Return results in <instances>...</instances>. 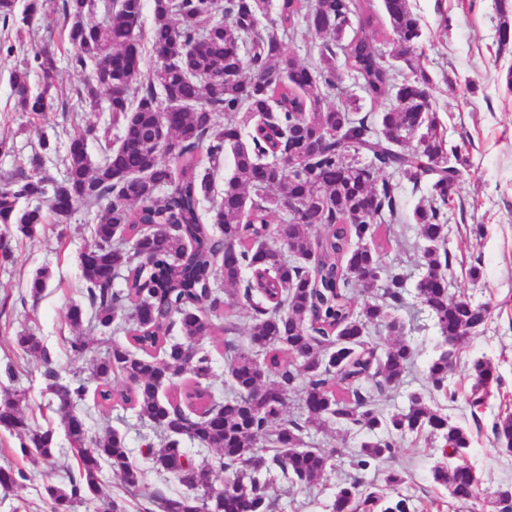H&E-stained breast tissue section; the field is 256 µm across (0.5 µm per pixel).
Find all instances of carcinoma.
I'll list each match as a JSON object with an SVG mask.
<instances>
[{
  "instance_id": "cac0c4a2",
  "label": "carcinoma",
  "mask_w": 512,
  "mask_h": 512,
  "mask_svg": "<svg viewBox=\"0 0 512 512\" xmlns=\"http://www.w3.org/2000/svg\"><path fill=\"white\" fill-rule=\"evenodd\" d=\"M365 0H277L275 17L261 16L268 0H152L149 44L159 64L143 71L144 0H106L105 19L87 20L92 0H62L60 11L70 53L68 62L88 77L75 90L81 106L96 110L112 87L113 122L122 135L94 162L85 140L96 127L68 144L66 182L42 175L45 151L0 187V223L15 224L31 237L44 217L47 199L54 222L65 224L80 207L103 206L93 228L95 244L81 255L88 303L69 306L66 318L79 326L90 317L127 342L112 339L93 364L96 404L135 411L147 456L190 492L156 496L162 512H238L242 497L256 512H269L266 489L275 471L297 483L310 482L331 467L336 449L303 447V434L333 422L357 438L355 465L364 469L392 456L408 434L437 439L442 458L430 469L434 483L461 502L479 498L478 479L465 457L472 435L451 421L427 396L457 398L448 365V342L467 337L484 323L488 306L448 293L442 268L449 266L446 209L460 182L464 158L448 144L429 94L431 78L416 55L421 29L408 0H384L395 45L386 59L362 34L344 40L356 15L371 26ZM16 0H0V21L31 27L37 0L16 16ZM303 20L323 38L318 59L305 66L285 54L283 38ZM45 90L34 93L27 73L12 78L15 107L32 116L54 109L47 94L56 73L49 51L33 49ZM404 62L411 76L391 82L390 60ZM361 81L377 117L360 111L348 97L339 105L324 100L340 92L338 67ZM224 116L227 122L218 123ZM426 132L415 137V129ZM309 141L321 143L309 152ZM231 152L234 173L224 179L220 201L209 219L200 213L213 188L214 172ZM208 165H203V161ZM401 174L417 186L428 182L430 198L414 211L423 244L416 284L439 336L426 366V385L408 397V407L385 415L375 394L401 382L416 348L395 315L403 303L407 275L382 264L375 242L378 222L398 210L399 188L378 176ZM288 190L293 212L279 247L265 242L270 217L281 210ZM315 219L321 235L310 232ZM381 279L376 302L355 311L352 290L362 275ZM222 278L224 287L215 286ZM251 313L247 336L240 333L238 309ZM223 318L217 325L214 319ZM393 342L377 353L370 329ZM219 330L227 336L224 354L230 383L214 399L203 380L212 355L200 339ZM23 352L46 355L38 337H14ZM265 352L258 364L253 351ZM473 383L466 401L484 407L498 381L486 357L470 363ZM118 374L124 385L112 383ZM48 389L58 402L70 448L58 447L55 430L32 427L21 407L25 391L0 395V426L15 432L24 455L45 461L71 452L77 475L69 486H44L47 512H74L100 499L99 475L109 467L129 489L142 474L129 459L125 438L114 430L92 436L74 408L85 401L87 381L62 383L54 371ZM303 392L297 416L282 418L283 396ZM263 391L268 398L255 401ZM162 432L159 442L152 435ZM495 439L512 452V414L492 425ZM197 444L196 455L182 446ZM276 445L268 455L266 443ZM215 456H210V453ZM26 479L23 469H0V489ZM509 487L490 492L495 512H512ZM410 512L409 497L387 500L353 482L338 488L333 512Z\"/></svg>"
}]
</instances>
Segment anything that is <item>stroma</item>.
I'll list each match as a JSON object with an SVG mask.
<instances>
[{
  "mask_svg": "<svg viewBox=\"0 0 512 512\" xmlns=\"http://www.w3.org/2000/svg\"><path fill=\"white\" fill-rule=\"evenodd\" d=\"M498 0H409L418 17L422 37L421 63L432 77L429 89L449 144L458 146L467 163L462 167L459 192L448 206L447 248L451 265L447 272L449 291L475 303L490 306L487 321L467 342L458 359L452 381L459 392L456 401L445 404L452 419L465 424L473 437L467 462L482 488L512 486V453L495 442L491 427L500 415L512 413V92L502 82V73L512 66V42L500 44ZM58 0H45L39 12V24L24 35L14 27L0 26V41L13 43V52L0 51V185L19 170L37 150L40 138H48L51 151L46 156L45 176L61 178L67 145L87 126L97 125L117 138L120 129L107 112L90 111L77 105L72 92L79 87L83 73L68 63L69 46L57 13ZM47 46L57 59V77L52 90L66 110H54L39 117L18 112L14 106L10 77L25 70L34 90L42 82L32 58L34 46ZM390 181L400 187L401 211L380 232L387 245L382 253L386 265L402 263L408 272L405 304L397 315L405 325L418 355L414 366L400 386L386 391L377 403L383 413L407 406L409 392L421 388L428 356L437 329L415 290L424 269L412 245L417 237L413 211L426 195L398 174ZM98 209L81 208L67 223L45 222L30 238L17 235L14 227L0 224V243L7 246L0 254V391L23 389L27 392L26 415L32 425L61 429V418L45 376L54 368L61 380L89 376L92 359L105 354L108 329L83 322L72 328L66 320L71 304L82 302L83 273L80 255L94 244L93 227ZM482 225V236L472 229ZM479 267V279L468 275L470 267ZM47 272L49 280L39 298H32L28 286L35 273ZM30 332L41 339L46 357L24 354L14 345L18 334ZM82 334L90 342L86 353L69 351L67 340ZM492 359L501 384L492 388L481 413L471 414L465 397L472 380L468 363L476 355ZM91 434L108 429L124 436L132 461L143 471V484L126 490L111 470L102 472V489L123 501L125 512H160L150 499L152 493L164 495L178 491L179 483L159 469L142 453V440L134 426L132 410L97 407L94 398L81 405ZM305 444L321 450H335L333 467L307 484L275 476L268 494L275 502L274 512H332L339 485L362 479L369 490H384L386 470L401 471L404 491L412 495L415 512H492L484 500L468 503L454 501L445 487L435 484L429 468L440 456L438 443L423 436H407L392 459L366 469H356L351 457L355 439L330 426L310 431ZM23 469L20 481L8 496L0 495V512H46L42 488L51 483L67 486L68 477L62 459L35 462L22 455L17 436L0 427V468Z\"/></svg>",
  "mask_w": 512,
  "mask_h": 512,
  "instance_id": "stroma-1",
  "label": "stroma"
}]
</instances>
